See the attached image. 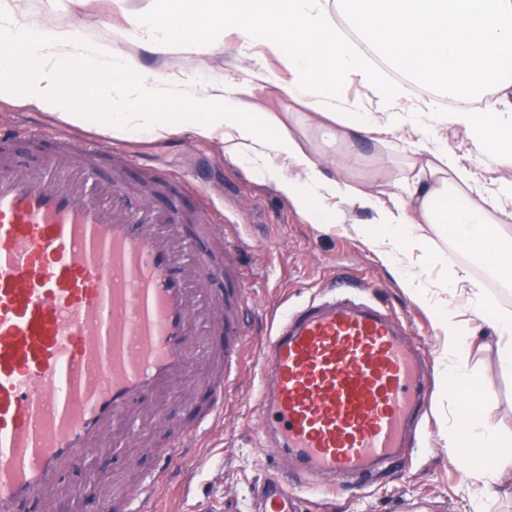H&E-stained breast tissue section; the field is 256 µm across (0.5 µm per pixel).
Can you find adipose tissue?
Wrapping results in <instances>:
<instances>
[{"mask_svg":"<svg viewBox=\"0 0 512 512\" xmlns=\"http://www.w3.org/2000/svg\"><path fill=\"white\" fill-rule=\"evenodd\" d=\"M228 31L256 61L250 79L202 82L162 66L143 73L125 50L133 43L195 61L218 49ZM269 55L288 74L289 97L327 119L330 135L348 149L366 139L381 152L398 146L410 152L411 175L398 193L385 201L343 172L327 176L296 121L248 104L255 85L267 79ZM382 68L401 72L404 83L382 82ZM353 80L374 90L378 111L343 103L341 87ZM412 86L428 88L429 97L409 99ZM0 94L71 127L118 137L187 131L221 142L225 156L251 163L313 223H346L351 206L371 212L370 223L354 230L379 259L400 266L410 295L431 308L442 330V378L467 374L472 336L451 298L460 289L474 299V320L490 323L499 338V370L512 373V312L492 304L467 267L446 273L437 299L413 272L416 259L438 257L416 231L432 224L512 287V240L497 230L512 220V0H166L164 10L126 14L123 24L95 38L78 26L29 16L24 0H0ZM450 128L463 132L501 176L486 181L449 149ZM492 396L473 385L459 399L467 429L445 433L449 455L487 486L512 471V451L480 419Z\"/></svg>","mask_w":512,"mask_h":512,"instance_id":"1","label":"adipose tissue"}]
</instances>
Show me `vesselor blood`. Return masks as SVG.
Wrapping results in <instances>:
<instances>
[{"label":"vessel or blood","instance_id":"1","mask_svg":"<svg viewBox=\"0 0 512 512\" xmlns=\"http://www.w3.org/2000/svg\"><path fill=\"white\" fill-rule=\"evenodd\" d=\"M63 155L0 171V512H57L71 495L60 475L91 468L109 430L127 426L148 445L160 398L208 391L193 425L120 493L124 512H156L162 479L224 422L249 244L205 209L189 220L129 209L109 184L93 193ZM257 363V424L293 471L265 479L256 512H296L292 480L362 486L401 456L428 391L403 320L359 287L284 309Z\"/></svg>","mask_w":512,"mask_h":512}]
</instances>
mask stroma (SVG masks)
Segmentation results:
<instances>
[{
  "label": "stroma",
  "instance_id": "stroma-1",
  "mask_svg": "<svg viewBox=\"0 0 512 512\" xmlns=\"http://www.w3.org/2000/svg\"><path fill=\"white\" fill-rule=\"evenodd\" d=\"M31 13L56 24H72L96 16L100 0H27ZM268 81L257 96L260 111L280 115L296 113L301 135L311 151L325 165L345 163L351 182L375 193L394 192L408 172V158L401 153H378L371 141L358 144L357 156H349L342 145L329 141L323 129L310 123L297 104L286 96L282 85L288 81L278 61L267 57ZM18 123L45 134L74 133L55 116L0 101V124ZM112 150L133 156L135 166H119L106 159L93 167V179L100 183L124 180L127 201L139 207L136 181L140 174L169 181L204 171L205 191L224 215L225 223L238 226L251 245L243 257L247 268L259 271L248 284V304L268 314L285 306L298 305L338 279L366 288L372 298L394 314L407 319L410 331L433 364H440L441 331L430 313L403 288L398 271L384 264L355 233L354 224H366L371 214L354 210L346 224H317L304 219L273 183L259 180L247 162L234 161L217 142L194 140L184 133L167 139L135 135L128 139L106 137ZM420 234L429 237L440 254L439 262H418L416 271L427 287L437 288L448 265L469 266L472 275L484 281L488 296L498 307L512 311V290L491 277L483 264L458 251L435 227L421 225ZM262 334L246 336L237 386L224 403V424L216 428L207 445L181 463L164 486L159 512H255V496L273 461L256 425L258 368L256 357ZM498 338L481 327L467 370L479 383L490 386L492 399L481 411L482 420L505 440H512V374L499 371ZM460 413L442 385H435L421 424L412 433L406 454L390 471L376 476L366 489L329 494L310 483L291 484L299 512H474L473 482L465 481L461 467L449 456L443 433ZM142 458V470L155 465L141 447L122 443L112 448L99 466L111 474L113 482L133 485L138 473L127 463Z\"/></svg>",
  "mask_w": 512,
  "mask_h": 512
}]
</instances>
